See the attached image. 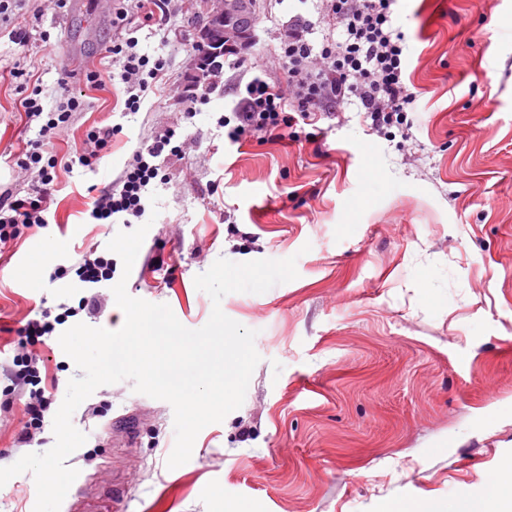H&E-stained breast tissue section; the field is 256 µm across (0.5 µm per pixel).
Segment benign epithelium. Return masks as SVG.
<instances>
[{
  "instance_id": "obj_1",
  "label": "benign epithelium",
  "mask_w": 512,
  "mask_h": 512,
  "mask_svg": "<svg viewBox=\"0 0 512 512\" xmlns=\"http://www.w3.org/2000/svg\"><path fill=\"white\" fill-rule=\"evenodd\" d=\"M256 0H204L205 17L197 28V44L206 47L194 56L193 83L207 81L223 69L224 57L246 52L252 44Z\"/></svg>"
}]
</instances>
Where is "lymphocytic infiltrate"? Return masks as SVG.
<instances>
[{
	"label": "lymphocytic infiltrate",
	"instance_id": "lymphocytic-infiltrate-1",
	"mask_svg": "<svg viewBox=\"0 0 512 512\" xmlns=\"http://www.w3.org/2000/svg\"><path fill=\"white\" fill-rule=\"evenodd\" d=\"M170 0H130L129 6L117 8L112 19L114 36L105 51L118 63L119 80L125 84L124 109L138 112L144 101L162 99L167 62L138 53L136 34L168 11ZM397 0H322L324 13L333 21L337 35L325 40L320 49H312L297 31H289L281 42L280 59L288 69V87L270 85L262 75L254 77L240 92V107L232 112L227 137L240 142L251 136L275 139L293 127L296 117H311L317 110L355 106L382 127L400 122L403 113L413 111L416 100L405 79L407 66L406 37L394 24ZM13 79L21 87L18 112L25 123L40 122L39 138L27 142L19 164L37 170L39 184L33 196H0V249L17 240L24 231L46 227L45 201L58 169L81 165L97 167L101 154L112 138V129L93 128L86 132L80 151L68 156L44 155V140L55 137L68 127L73 113L82 111L83 95L61 83V102L45 110L34 73L21 68ZM175 131H167L152 143L139 147L132 163L123 170L115 185L100 189L89 218L95 224L130 223L146 210L150 187L160 174L161 156L183 152ZM15 379L32 388L26 402L28 419L23 435L42 428L44 391L40 375L31 358L14 359Z\"/></svg>",
	"mask_w": 512,
	"mask_h": 512
}]
</instances>
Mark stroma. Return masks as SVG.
Returning a JSON list of instances; mask_svg holds the SVG:
<instances>
[{
	"mask_svg": "<svg viewBox=\"0 0 512 512\" xmlns=\"http://www.w3.org/2000/svg\"><path fill=\"white\" fill-rule=\"evenodd\" d=\"M112 8L23 0L0 18V190L24 197L36 183L18 165L39 128L14 112L15 68L36 64L48 109L60 78L78 89L86 71L101 74L45 151H75L95 126L121 128L97 170L58 171L48 226L0 252V467L53 446L54 412L79 374L57 336L32 345L50 410L34 439L20 440L29 389L9 377L18 328L63 304L76 310L68 325L119 329L110 286L94 291L98 310H84L94 292L53 272L106 251L120 227L90 223L93 186L173 129L187 148L153 186L159 215L128 294L168 304L197 329L212 301L194 278L218 258L292 256L298 276L222 299L228 317L257 330L261 360L243 405L200 431L184 465L166 466L168 402L129 379L83 401L72 422L87 440L66 461L79 475L60 512H391L429 498L455 512L500 483L512 460V0H398L417 92L403 124L373 130L345 105L298 120L294 136L239 144L220 119L252 79V59L285 86L282 37L295 29L317 46L333 32L319 0H257L250 51L195 89L199 0H171L163 21L139 31L138 50L166 59L175 93L133 114L104 56ZM35 502L31 473L0 487V512Z\"/></svg>",
	"mask_w": 512,
	"mask_h": 512,
	"instance_id": "obj_1",
	"label": "stroma"
}]
</instances>
